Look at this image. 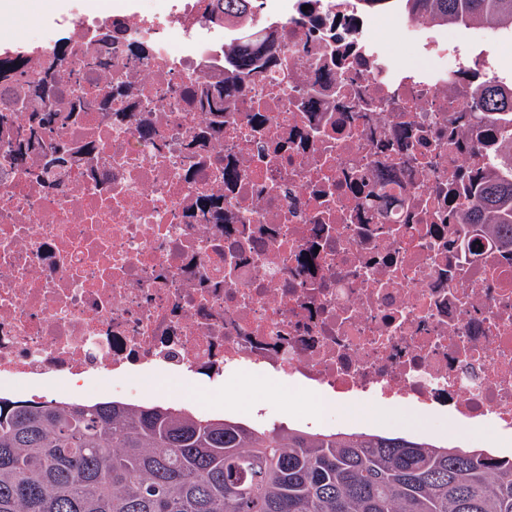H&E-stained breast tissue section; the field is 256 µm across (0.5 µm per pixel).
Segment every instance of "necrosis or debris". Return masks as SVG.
I'll return each mask as SVG.
<instances>
[{
    "label": "necrosis or debris",
    "instance_id": "1",
    "mask_svg": "<svg viewBox=\"0 0 512 512\" xmlns=\"http://www.w3.org/2000/svg\"><path fill=\"white\" fill-rule=\"evenodd\" d=\"M213 3L57 0L0 44V111L67 117L21 158L0 126V394L108 371L131 403L145 373H261L323 397L329 431L359 396L512 436V252L468 248L463 221L502 152L486 126L512 131L474 104L512 85V36L361 0ZM380 22L417 64L384 59ZM61 47L111 66L63 79Z\"/></svg>",
    "mask_w": 512,
    "mask_h": 512
}]
</instances>
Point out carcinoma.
Masks as SVG:
<instances>
[{
	"instance_id": "obj_1",
	"label": "carcinoma",
	"mask_w": 512,
	"mask_h": 512,
	"mask_svg": "<svg viewBox=\"0 0 512 512\" xmlns=\"http://www.w3.org/2000/svg\"><path fill=\"white\" fill-rule=\"evenodd\" d=\"M412 18L512 30V0H403ZM486 112L512 106L495 84ZM63 121L35 110L27 144ZM468 223L512 249V177ZM0 512H512V456L404 433L311 432L182 411L0 396Z\"/></svg>"
}]
</instances>
